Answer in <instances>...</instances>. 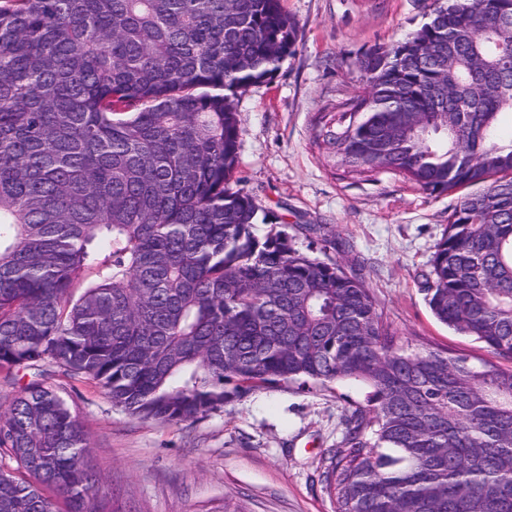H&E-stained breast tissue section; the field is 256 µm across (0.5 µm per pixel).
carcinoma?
<instances>
[{"label": "carcinoma", "instance_id": "1", "mask_svg": "<svg viewBox=\"0 0 512 512\" xmlns=\"http://www.w3.org/2000/svg\"><path fill=\"white\" fill-rule=\"evenodd\" d=\"M443 29L468 35L450 59L425 52ZM297 36L281 0H0V369L21 383L0 412V512H107L50 366L158 424L262 386L357 382L334 512H512V369L408 351L359 273L257 238L265 218L232 186L224 90L269 78ZM359 67L363 111L325 113L323 142L352 171L472 189L427 304L512 361V0H432Z\"/></svg>", "mask_w": 512, "mask_h": 512}]
</instances>
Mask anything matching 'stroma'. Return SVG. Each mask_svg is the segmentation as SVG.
Instances as JSON below:
<instances>
[{
  "label": "stroma",
  "mask_w": 512,
  "mask_h": 512,
  "mask_svg": "<svg viewBox=\"0 0 512 512\" xmlns=\"http://www.w3.org/2000/svg\"><path fill=\"white\" fill-rule=\"evenodd\" d=\"M430 0H283L299 27L266 81L236 90L242 137L234 186L286 230L299 251L362 260L384 321L411 351L440 347L492 360L481 343L439 323L426 303L434 246L463 193L432 194L384 170L333 166L318 140L321 116L368 90L359 59L404 41L428 20ZM320 224L323 235L304 232ZM92 444L98 497L114 512H332L321 483L343 418L366 389L350 382L265 386L192 422H143L116 410L94 384L64 385Z\"/></svg>",
  "instance_id": "1"
}]
</instances>
